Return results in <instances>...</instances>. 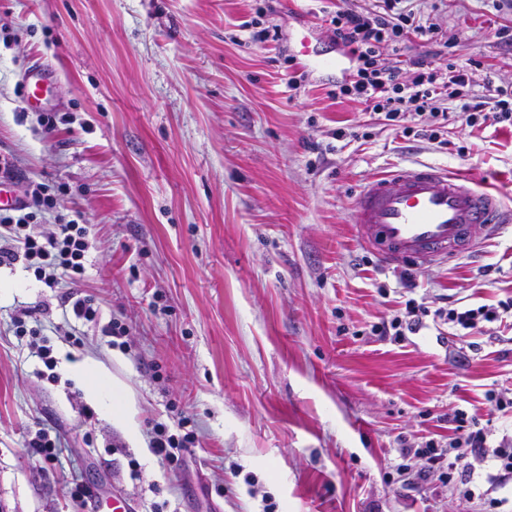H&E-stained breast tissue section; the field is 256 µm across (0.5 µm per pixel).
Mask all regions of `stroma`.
Listing matches in <instances>:
<instances>
[{
  "instance_id": "1",
  "label": "stroma",
  "mask_w": 512,
  "mask_h": 512,
  "mask_svg": "<svg viewBox=\"0 0 512 512\" xmlns=\"http://www.w3.org/2000/svg\"><path fill=\"white\" fill-rule=\"evenodd\" d=\"M342 1L376 5L0 0V162L13 169L0 191L50 185L41 231L61 217L92 227L80 284L0 268V512H82L69 493L90 485L135 512H474L439 480L402 485L393 466L402 443L446 440L455 409L512 425L486 400L512 397V344L490 324L466 348L431 317L512 297V230L467 258L386 270L351 209L374 176L416 162L512 206V129L466 126L453 108L441 141L406 138L334 97L350 66L330 23ZM412 6L512 89V44L497 36L512 0ZM262 29L271 40H253ZM37 62L56 75L51 130L22 91ZM72 292L96 297L95 321L65 324ZM410 297L429 310L423 329L373 335ZM26 310L53 368L14 333ZM74 362L104 372L120 414L88 397ZM179 418L199 445L175 470L148 423ZM42 428L60 437L57 463L28 450Z\"/></svg>"
}]
</instances>
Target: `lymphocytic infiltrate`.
<instances>
[{
    "mask_svg": "<svg viewBox=\"0 0 512 512\" xmlns=\"http://www.w3.org/2000/svg\"><path fill=\"white\" fill-rule=\"evenodd\" d=\"M402 2L383 0L382 10L376 12L337 8L330 19L335 39L355 63L350 78L337 82V96L362 99L389 125L401 126L404 136L428 141L438 139V127L447 123L451 103L458 105L467 126L482 122L512 126V91L487 76L481 93H472L480 61H443L439 52L443 33L435 24L416 22ZM410 33L432 44V51L401 59V43ZM54 205L51 187L40 183L11 211L0 212V267L25 260L36 279L49 288L83 279L90 234L89 226L71 220L59 222L52 235L37 232L38 217ZM436 315L447 321L452 335H480L485 324L512 317V298L495 306L440 308ZM448 420L454 434L446 443L430 441L422 448L402 449V457L421 461L414 469L412 487L428 484L435 474L450 491L478 502L488 512H512V434H495L459 408ZM196 442L195 433L181 418L170 425L154 423L149 445L163 463L178 468L184 463V450Z\"/></svg>",
    "mask_w": 512,
    "mask_h": 512,
    "instance_id": "f902f5d3",
    "label": "lymphocytic infiltrate"
}]
</instances>
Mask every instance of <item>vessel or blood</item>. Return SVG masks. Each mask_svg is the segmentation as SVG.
Returning <instances> with one entry per match:
<instances>
[{
  "mask_svg": "<svg viewBox=\"0 0 512 512\" xmlns=\"http://www.w3.org/2000/svg\"><path fill=\"white\" fill-rule=\"evenodd\" d=\"M51 81V74L35 69L24 86L33 107H41ZM352 220L361 243L391 267L472 253L478 233L498 234L512 218L497 196L467 176L416 163L373 177L356 197Z\"/></svg>",
  "mask_w": 512,
  "mask_h": 512,
  "instance_id": "b4317fda",
  "label": "vessel or blood"
}]
</instances>
